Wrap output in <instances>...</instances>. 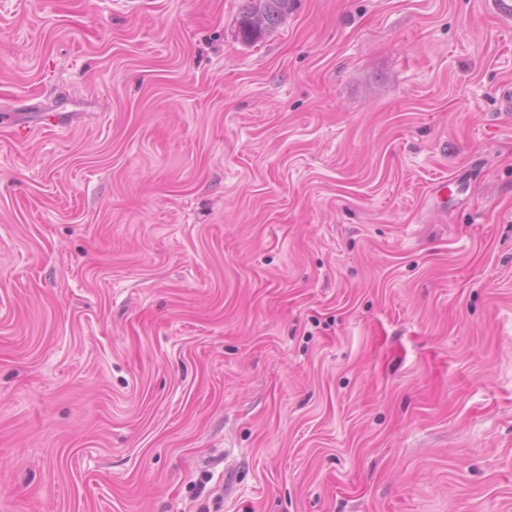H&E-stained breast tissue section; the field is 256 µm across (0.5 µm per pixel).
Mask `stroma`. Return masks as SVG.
Wrapping results in <instances>:
<instances>
[{"label": "stroma", "mask_w": 512, "mask_h": 512, "mask_svg": "<svg viewBox=\"0 0 512 512\" xmlns=\"http://www.w3.org/2000/svg\"><path fill=\"white\" fill-rule=\"evenodd\" d=\"M137 4L0 0V512H512V30ZM290 0H251L254 6L240 21V34L247 40L280 24L288 16Z\"/></svg>", "instance_id": "1"}]
</instances>
